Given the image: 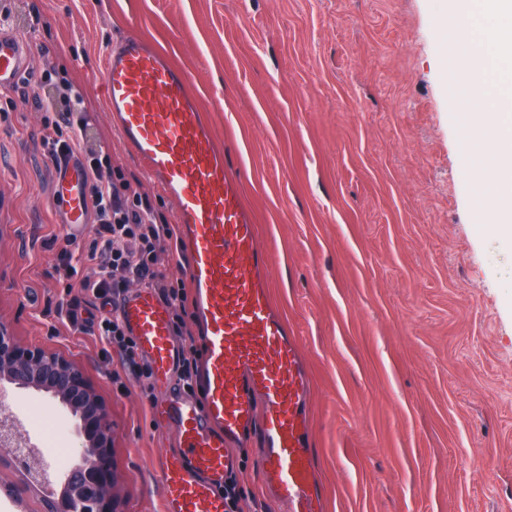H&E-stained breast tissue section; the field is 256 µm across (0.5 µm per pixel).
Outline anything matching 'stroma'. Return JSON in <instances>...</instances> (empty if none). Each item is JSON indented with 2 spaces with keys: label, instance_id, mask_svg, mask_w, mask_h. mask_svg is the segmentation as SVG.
I'll return each mask as SVG.
<instances>
[{
  "label": "stroma",
  "instance_id": "1",
  "mask_svg": "<svg viewBox=\"0 0 512 512\" xmlns=\"http://www.w3.org/2000/svg\"><path fill=\"white\" fill-rule=\"evenodd\" d=\"M461 0H14L0 27L80 90L86 148L140 184L160 218L176 204L147 178L106 111V50L135 33L165 48L242 176L272 256L269 290L297 336L312 390L323 512H512V241L483 215L459 149L477 104L455 93L444 38ZM44 113L0 123V322L73 360L108 406L119 512H162L157 456L174 427L116 353L54 312L63 238ZM232 512H284L255 451L236 462ZM0 512H44L0 461Z\"/></svg>",
  "mask_w": 512,
  "mask_h": 512
}]
</instances>
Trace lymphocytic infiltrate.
I'll return each instance as SVG.
<instances>
[{
  "mask_svg": "<svg viewBox=\"0 0 512 512\" xmlns=\"http://www.w3.org/2000/svg\"><path fill=\"white\" fill-rule=\"evenodd\" d=\"M42 83L54 85L57 91L56 97L41 104L45 113L42 161L54 167L61 156L82 155L92 219L85 236L66 237L57 252L54 274L63 286L57 307L71 328L89 331L111 346L122 371L133 376L143 394H150L151 368L120 318L104 317L91 324L86 315L92 300L113 299L137 283L152 288L166 303L171 333L182 335L189 314L185 280L156 265L159 253L177 252V227L157 218L149 196L113 168L107 153L84 152L83 139L93 115L84 108L73 84L58 76L56 67L37 79L23 74L4 94L12 106H22ZM81 261L92 265V273H79Z\"/></svg>",
  "mask_w": 512,
  "mask_h": 512,
  "instance_id": "lymphocytic-infiltrate-1",
  "label": "lymphocytic infiltrate"
}]
</instances>
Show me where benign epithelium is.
I'll use <instances>...</instances> for the list:
<instances>
[{
    "instance_id": "1",
    "label": "benign epithelium",
    "mask_w": 512,
    "mask_h": 512,
    "mask_svg": "<svg viewBox=\"0 0 512 512\" xmlns=\"http://www.w3.org/2000/svg\"><path fill=\"white\" fill-rule=\"evenodd\" d=\"M0 381L47 394L74 418V461L58 478L57 497L46 500L47 512H79L83 503L96 512H116L110 411L79 366L60 353L19 343L0 323ZM21 440L8 417L0 418V445Z\"/></svg>"
}]
</instances>
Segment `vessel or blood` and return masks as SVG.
Segmentation results:
<instances>
[{"label":"vessel or blood","mask_w":512,"mask_h":512,"mask_svg":"<svg viewBox=\"0 0 512 512\" xmlns=\"http://www.w3.org/2000/svg\"><path fill=\"white\" fill-rule=\"evenodd\" d=\"M24 43L0 32V87L25 68ZM103 95L132 155L175 201L181 252L195 289L203 355L193 393H166L158 408L181 449L157 461L163 512H225L233 450L257 439L265 486L287 512H322L307 404L311 380L296 337L269 290L271 257L239 175L201 116L187 75L155 43L134 34L105 59ZM54 200L67 235L89 224L85 169L77 159L55 173ZM113 308L135 337L158 382L178 371L166 304L149 288L116 297Z\"/></svg>","instance_id":"obj_1"}]
</instances>
